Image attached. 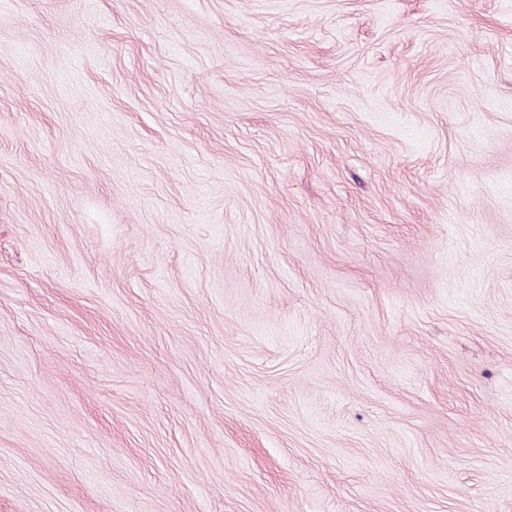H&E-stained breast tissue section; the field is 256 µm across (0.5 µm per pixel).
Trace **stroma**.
I'll return each instance as SVG.
<instances>
[{"label":"stroma","instance_id":"obj_1","mask_svg":"<svg viewBox=\"0 0 512 512\" xmlns=\"http://www.w3.org/2000/svg\"><path fill=\"white\" fill-rule=\"evenodd\" d=\"M0 512H512V0H0Z\"/></svg>","mask_w":512,"mask_h":512}]
</instances>
